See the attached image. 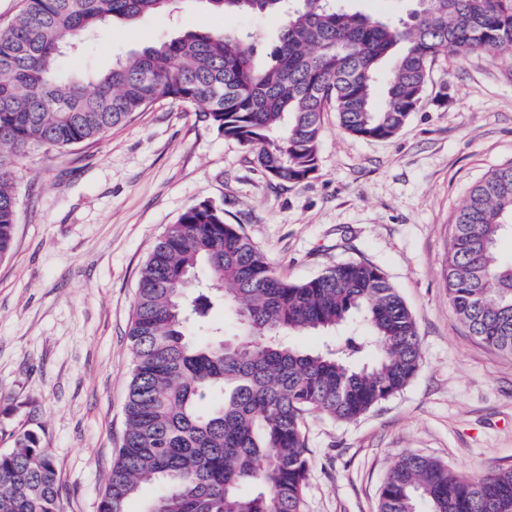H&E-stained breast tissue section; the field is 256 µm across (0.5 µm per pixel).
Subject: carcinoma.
Returning <instances> with one entry per match:
<instances>
[{"instance_id":"carcinoma-1","label":"carcinoma","mask_w":512,"mask_h":512,"mask_svg":"<svg viewBox=\"0 0 512 512\" xmlns=\"http://www.w3.org/2000/svg\"><path fill=\"white\" fill-rule=\"evenodd\" d=\"M180 0H22L0 27V259L17 220L15 166L49 148L100 138L164 100L205 114L248 148L272 178L299 183L318 171L322 114L363 139L394 137L421 105L435 59L512 45V0H428L404 18L376 17L339 0H205L224 14L288 8L272 62L224 31L187 33L112 62L63 71L89 33L171 12ZM512 165L469 193L456 215L443 278L448 305L477 341L512 356ZM236 333L205 324L213 305ZM364 335L305 352L285 337L334 332L353 315ZM128 336L133 369L122 446L99 512H128L145 483L160 494L142 512H303L309 468L304 418L353 421L402 391L422 347L399 291L369 261L282 279L224 208L204 200L154 243L138 281ZM512 512V467L462 476L434 458L401 456L378 512ZM0 512H59V482L42 435L0 452Z\"/></svg>"}]
</instances>
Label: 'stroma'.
I'll use <instances>...</instances> for the list:
<instances>
[{
    "label": "stroma",
    "instance_id": "1",
    "mask_svg": "<svg viewBox=\"0 0 512 512\" xmlns=\"http://www.w3.org/2000/svg\"><path fill=\"white\" fill-rule=\"evenodd\" d=\"M282 21L194 0L114 24L64 63L105 69L156 41L224 27L247 36L262 63ZM507 164L512 47L436 59L419 110L391 139L350 135L325 112L319 169L301 183L270 178L203 113L170 101L71 151L31 156L15 171L14 246L0 260V451L12 433L43 429L60 512H98L122 444L141 268L183 211L210 200L281 277L369 260L417 323L422 363L405 389L352 422L305 418L303 512H378L407 452L466 476L512 466V357L469 335L442 276L457 209Z\"/></svg>",
    "mask_w": 512,
    "mask_h": 512
}]
</instances>
